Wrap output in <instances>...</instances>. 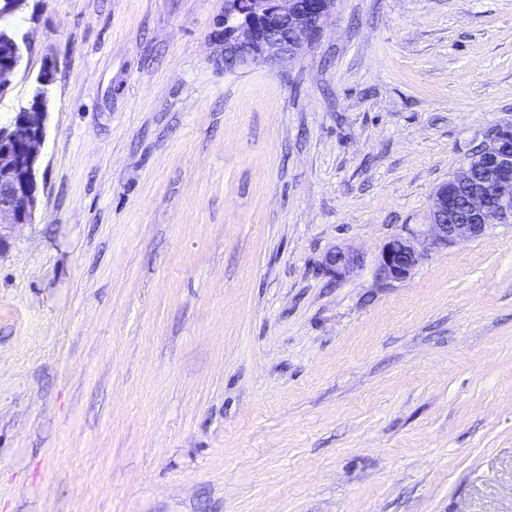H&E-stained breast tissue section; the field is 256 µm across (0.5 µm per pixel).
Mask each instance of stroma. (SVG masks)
I'll return each instance as SVG.
<instances>
[{
    "instance_id": "1",
    "label": "stroma",
    "mask_w": 512,
    "mask_h": 512,
    "mask_svg": "<svg viewBox=\"0 0 512 512\" xmlns=\"http://www.w3.org/2000/svg\"><path fill=\"white\" fill-rule=\"evenodd\" d=\"M223 14L15 17L0 122L54 82L36 221L0 253V512H512V224L429 228L512 126V0H339L241 73ZM0 44L6 45L9 51L0 50V99L8 92L10 84L8 77L20 70L24 62L25 40L17 41L12 34L0 31ZM419 259L420 254L413 241L397 237L383 247L379 257V270L386 279L402 280L411 274ZM358 262V257L348 249L336 248V251L330 253L326 258L327 269L336 277L350 272Z\"/></svg>"
}]
</instances>
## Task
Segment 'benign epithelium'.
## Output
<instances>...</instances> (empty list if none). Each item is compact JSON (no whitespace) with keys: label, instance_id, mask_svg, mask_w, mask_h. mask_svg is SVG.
Wrapping results in <instances>:
<instances>
[{"label":"benign epithelium","instance_id":"1","mask_svg":"<svg viewBox=\"0 0 512 512\" xmlns=\"http://www.w3.org/2000/svg\"><path fill=\"white\" fill-rule=\"evenodd\" d=\"M244 11L230 0V22L224 24V71L244 72L261 65L299 58L331 23L337 0H247ZM0 99L10 87L8 77L24 62L25 41L0 31ZM53 71L45 67L36 77L32 100L20 108L10 124L0 126V252L8 240L4 225L31 224L38 206V170L45 142L48 116V91ZM484 163L483 180L474 182L469 163L439 185L431 210V235L436 243L448 244L460 239L477 238L486 230L512 218V128L499 127L480 146ZM469 187L464 199L465 219L454 206L455 190ZM420 254L409 238L389 241L379 257L384 278H407L418 264ZM358 257L338 248L326 258L331 274L350 272Z\"/></svg>","mask_w":512,"mask_h":512}]
</instances>
